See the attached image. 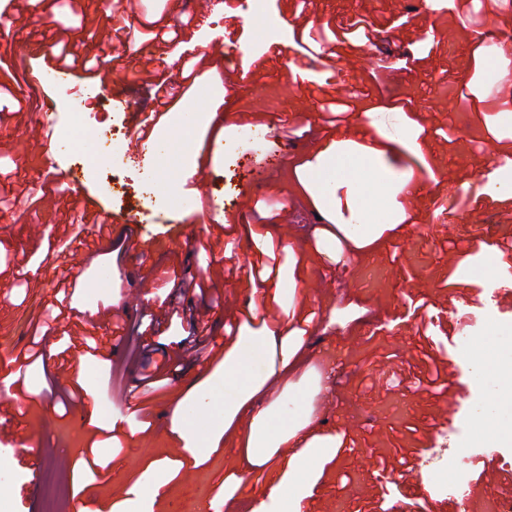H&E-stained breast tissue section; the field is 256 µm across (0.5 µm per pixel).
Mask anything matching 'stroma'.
I'll return each mask as SVG.
<instances>
[{
  "instance_id": "obj_1",
  "label": "stroma",
  "mask_w": 512,
  "mask_h": 512,
  "mask_svg": "<svg viewBox=\"0 0 512 512\" xmlns=\"http://www.w3.org/2000/svg\"><path fill=\"white\" fill-rule=\"evenodd\" d=\"M286 20L284 30L258 45L240 0H223L205 18L188 0H136L131 20L142 38L150 27L179 29L177 39L148 51L120 52L117 64L142 67L182 81L186 61L206 60L201 79L208 99L184 100L154 127L149 156L163 161L174 137L186 142V168L201 171L204 189L188 179L174 186L186 201L167 224H130L140 203L134 171L111 187L83 145L44 143L21 131L32 111L53 100L44 59L56 55L64 27L81 18L102 24L94 0H56L52 20L31 22L0 37V181H18L31 209L0 211V512H44L31 466L52 471L57 512H124L128 489L147 476L164 493L152 512H284L285 496L303 488L301 512H496L512 496V466L477 450L487 418L512 425V397L497 383L500 361L512 362V292L496 294L495 323L481 318L491 287L512 273L499 245L512 242V196L485 193L505 156H512L507 109H487L479 87L492 78L490 53L476 48L470 10L482 26L512 32V9L469 11L455 0H267ZM369 24V38L346 36L352 19ZM345 35L323 57L299 40L310 29ZM35 52L26 68L15 48ZM394 53L383 81H375L384 50ZM415 59L403 70L400 56ZM43 72L27 89L29 70ZM73 84L102 89L117 122L135 130L153 109L143 82L114 85L75 71ZM348 103L331 120L330 100ZM299 128L292 140L284 127ZM420 152L408 149L409 141ZM352 142L339 167L320 163L337 143ZM81 189L96 207L69 209L60 180L77 161ZM412 175L423 189L399 198L387 213L388 185L377 172ZM471 198L469 208L455 205ZM222 204V223L206 219ZM274 223L260 225L269 209ZM367 217L365 226L351 218ZM112 223L99 236L97 221ZM469 251L462 258L450 244ZM236 254L221 297L198 285ZM272 251L277 277L256 284L250 265ZM477 266L478 275L468 272ZM459 287L448 291L447 276ZM76 283L70 300L78 336L97 339L98 356L66 352L64 325L49 322L56 283ZM185 313L171 318V308ZM207 325L224 355L238 337H270L266 377L226 387L215 400L223 362L196 358L188 345L193 322ZM128 323L126 340L112 324ZM42 336L39 357L19 361L31 336ZM437 363L446 394L419 385L420 357ZM485 356V373L475 360ZM177 358L161 387L142 393L147 418L136 421L125 403L145 366ZM270 410V432L303 422L331 453L311 458L293 474L288 441L249 460L248 422ZM117 428L112 439L101 429ZM465 464L468 499L440 495L435 456ZM283 496L269 498L271 486Z\"/></svg>"
}]
</instances>
